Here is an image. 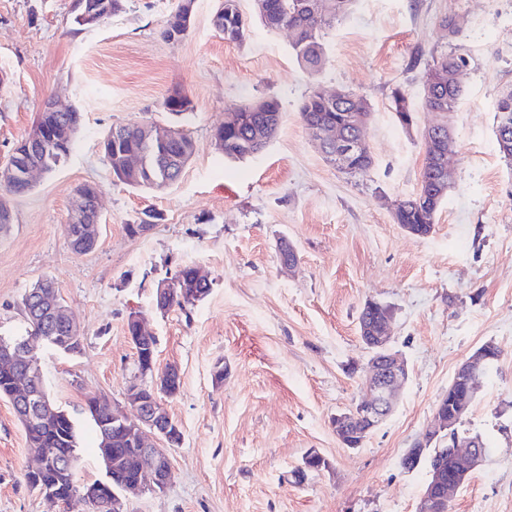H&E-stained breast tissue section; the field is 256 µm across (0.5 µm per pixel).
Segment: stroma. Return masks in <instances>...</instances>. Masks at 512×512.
<instances>
[{"label": "stroma", "mask_w": 512, "mask_h": 512, "mask_svg": "<svg viewBox=\"0 0 512 512\" xmlns=\"http://www.w3.org/2000/svg\"><path fill=\"white\" fill-rule=\"evenodd\" d=\"M180 4L125 0L82 28L74 0H0V162L48 98L82 114L67 160L10 198L12 222L0 230V336L26 335L23 299L45 279L80 326L79 352L36 346L51 399L77 424V482L105 477L85 403L104 395L124 405L138 376L126 332L134 310L156 338L157 369L180 371L178 394L161 402L182 443L169 451L165 489L129 496L126 512H416L428 468L405 469L402 457L460 364L487 343L500 357L458 430L489 453L449 512H512V161L495 136L497 99L512 87V0H355L327 32L326 63L313 75L287 32L253 17L252 0H240L243 42L213 27L220 0H194L187 34L166 41L161 27ZM447 15L453 39L439 25ZM456 46L469 64L451 114L450 188L432 233L415 237L391 207L417 191L421 133L438 120L421 104L425 69ZM397 86L414 107L409 129L391 108ZM315 87L370 105L367 174L327 163L310 137L299 109ZM176 89L190 100L180 116L163 109ZM258 98L279 103L276 136L254 158L224 159L214 130ZM148 121L194 142L179 180L160 190L119 182L103 149L113 127ZM83 184L99 190L100 233L77 254L66 225ZM284 240L297 253L290 270ZM187 264L207 274L209 294L157 310L158 283ZM369 301L391 307L408 379L395 411L349 449L333 419L365 396L371 353L358 321ZM311 449L329 466L297 478ZM34 465L0 399V512H87L31 489L24 474Z\"/></svg>", "instance_id": "35a3bbf8"}]
</instances>
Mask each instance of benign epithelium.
<instances>
[{
	"mask_svg": "<svg viewBox=\"0 0 512 512\" xmlns=\"http://www.w3.org/2000/svg\"><path fill=\"white\" fill-rule=\"evenodd\" d=\"M75 8L82 23L98 25L112 16V8L99 6L95 0H75ZM363 125H357V133L352 136L338 134L327 136L333 148V154L339 163H349L350 157L363 149ZM39 169L25 166V154L13 153L8 162L0 166L1 182L31 181ZM99 191L91 193L80 190L75 193L70 223H87V213L99 211ZM178 286L174 280L163 281L158 284L155 295L159 306L158 310H167V301L173 288ZM28 296L42 305L48 307L54 331L60 332L72 339L78 336V329L66 309L65 305L57 300L54 288L45 281L38 288L28 293ZM391 316L387 315L371 327L362 328L363 339L371 352L369 362L370 377L366 385V397L351 411L336 416L334 428L337 437L355 428L357 424H370V428L380 425L393 411L397 393L401 384L406 380L408 367L405 358L391 345L389 336V323ZM127 325L133 328L136 335L130 340L150 338L151 333L146 330L144 318L136 311L129 313ZM0 350L10 361L17 364L23 373L22 384L14 393L13 403L16 405L19 416L24 421L34 419L36 413L49 407L46 392L39 386L33 385L34 372L29 370L35 360L34 348L28 341L17 343L15 346H4L0 340ZM494 346L487 345L483 350L474 353L466 359L457 370L464 382V395L459 399L457 414L450 418L443 410V402H438L431 423L422 434V442L434 441L449 443V459L454 465L455 477L448 478L446 467L439 461L429 466V481L420 497L417 512H448V503L451 494L463 485V479L477 465L485 459V451L477 442L467 437L452 436V428L456 418L467 412L468 406L475 395L479 379L476 371L479 367L493 358ZM138 381L131 383L126 390V401L138 414L139 423L135 424L142 442L140 448L141 470L136 484L122 488V491L156 492L160 486L157 467L160 455L168 454V448L175 446V434L180 432L179 427L162 409L159 400H145L143 396L147 390L162 388L169 390L180 379L177 368L170 366L158 373L150 363L137 362ZM82 501L92 499L100 503L103 509H112V512H125L121 494L117 493L112 501H107L101 492L89 489L75 495Z\"/></svg>",
	"mask_w": 512,
	"mask_h": 512,
	"instance_id": "7a95c632",
	"label": "benign epithelium"
}]
</instances>
